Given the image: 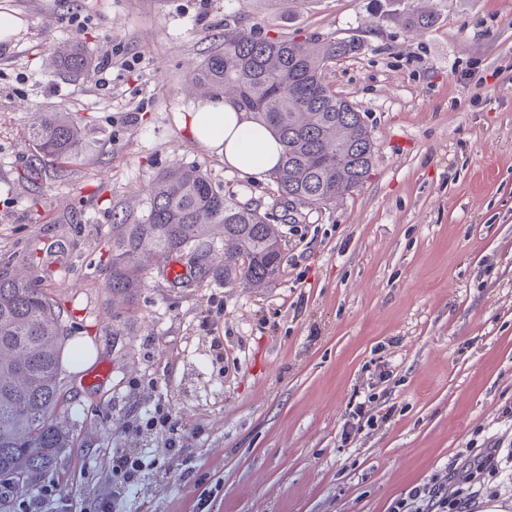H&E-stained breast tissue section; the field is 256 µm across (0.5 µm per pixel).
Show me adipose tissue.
<instances>
[{
    "instance_id": "adipose-tissue-1",
    "label": "adipose tissue",
    "mask_w": 512,
    "mask_h": 512,
    "mask_svg": "<svg viewBox=\"0 0 512 512\" xmlns=\"http://www.w3.org/2000/svg\"><path fill=\"white\" fill-rule=\"evenodd\" d=\"M192 141L223 159L228 170L254 182L269 179L283 145L268 127L238 110L232 99H215L185 119Z\"/></svg>"
}]
</instances>
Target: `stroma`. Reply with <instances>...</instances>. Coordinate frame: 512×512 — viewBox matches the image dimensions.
Wrapping results in <instances>:
<instances>
[{"mask_svg": "<svg viewBox=\"0 0 512 512\" xmlns=\"http://www.w3.org/2000/svg\"><path fill=\"white\" fill-rule=\"evenodd\" d=\"M433 2L436 25L413 33L392 0H0L22 21L0 42V264L24 272L55 247L45 286L67 334L112 367L96 388L62 374L73 445L43 512L108 497L116 512H388L452 464L456 491L477 446L512 437V0ZM233 16L275 37L363 39L326 80L370 132L371 173L282 224L271 284L186 290L156 272L127 321L106 242L114 215L147 214L163 170L194 166L239 202L280 207L272 181L228 171L182 125L207 103L192 71ZM75 41L117 59L109 87L52 67ZM55 111L84 126L83 159L37 161L26 128ZM37 163L41 179L22 180ZM367 398L385 422L344 438ZM159 407L189 460L146 429ZM118 449L152 462L127 488Z\"/></svg>", "mask_w": 512, "mask_h": 512, "instance_id": "stroma-1", "label": "stroma"}]
</instances>
